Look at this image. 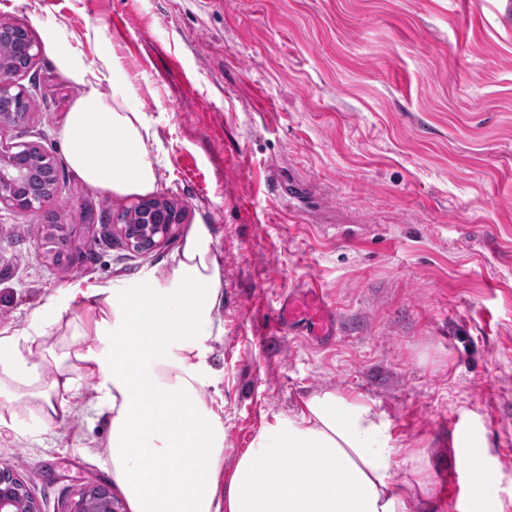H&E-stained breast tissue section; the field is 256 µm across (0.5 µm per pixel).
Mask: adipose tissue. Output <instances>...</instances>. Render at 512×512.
Segmentation results:
<instances>
[{
	"mask_svg": "<svg viewBox=\"0 0 512 512\" xmlns=\"http://www.w3.org/2000/svg\"><path fill=\"white\" fill-rule=\"evenodd\" d=\"M45 49L77 95L58 131L68 163L107 194L153 192L163 150H148L153 124L109 42L87 55L55 16L41 22ZM90 298L74 335L89 346L46 343L63 317L55 300L31 330L0 333V428L18 409L45 425L65 418L80 381L95 380L110 414L104 445L129 512H409L394 464L389 416L363 395L333 389L274 416L224 465V419L215 409L221 373L211 363L224 334L223 263L208 225L188 228L171 273L123 287L74 289ZM38 361H31V352Z\"/></svg>",
	"mask_w": 512,
	"mask_h": 512,
	"instance_id": "ef3b65f1",
	"label": "adipose tissue"
}]
</instances>
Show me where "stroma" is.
I'll return each instance as SVG.
<instances>
[{
    "label": "stroma",
    "instance_id": "obj_1",
    "mask_svg": "<svg viewBox=\"0 0 512 512\" xmlns=\"http://www.w3.org/2000/svg\"><path fill=\"white\" fill-rule=\"evenodd\" d=\"M508 0H0L39 37L51 13L77 39L101 30L168 152L156 195L184 212L134 254L101 226L137 203L92 189L56 136L76 92L41 53L21 77L37 106L8 130L58 171L53 217L0 209V331L30 328L48 298L171 265L187 225L224 261V465L273 415L322 389L362 393L409 448L396 476L410 512H512V22ZM318 281L341 331L316 345L272 326L283 296ZM81 382L73 412L27 410L0 429L42 512L111 484L108 421ZM494 475L467 507V435Z\"/></svg>",
    "mask_w": 512,
    "mask_h": 512
}]
</instances>
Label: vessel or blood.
Instances as JSON below:
<instances>
[{
    "label": "vessel or blood",
    "instance_id": "b4317fda",
    "mask_svg": "<svg viewBox=\"0 0 512 512\" xmlns=\"http://www.w3.org/2000/svg\"><path fill=\"white\" fill-rule=\"evenodd\" d=\"M280 332L322 341L338 335L339 321L334 305L322 285L312 283L285 297L274 313Z\"/></svg>",
    "mask_w": 512,
    "mask_h": 512
}]
</instances>
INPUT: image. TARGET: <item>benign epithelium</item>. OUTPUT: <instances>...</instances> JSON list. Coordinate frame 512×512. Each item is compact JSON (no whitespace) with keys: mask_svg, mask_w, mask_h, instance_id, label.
<instances>
[{"mask_svg":"<svg viewBox=\"0 0 512 512\" xmlns=\"http://www.w3.org/2000/svg\"><path fill=\"white\" fill-rule=\"evenodd\" d=\"M40 51V43L30 37L22 47L27 59L26 67L16 71L10 63L0 61V108H9V111L0 113V208L8 207L23 213L41 212L54 199V195L42 193L30 163L17 164L19 159L26 160L39 154L46 161L41 171L48 176L52 162L48 161L44 152L34 144L12 142L4 137V132L17 124L11 108L17 106L19 99L25 96L23 86L17 79L28 72ZM132 216L138 218L139 222L129 223ZM181 221L180 211L168 200L159 199L153 203L142 201L117 218V223L111 225V236L119 239L127 249L140 254L153 250L167 240L173 225ZM0 512H41L24 482L11 469H0ZM66 512H119V504L107 488L91 485Z\"/></svg>","mask_w":512,"mask_h":512,"instance_id":"obj_1","label":"benign epithelium"}]
</instances>
